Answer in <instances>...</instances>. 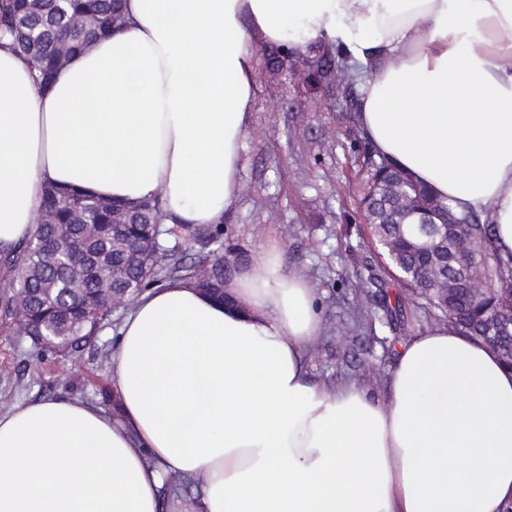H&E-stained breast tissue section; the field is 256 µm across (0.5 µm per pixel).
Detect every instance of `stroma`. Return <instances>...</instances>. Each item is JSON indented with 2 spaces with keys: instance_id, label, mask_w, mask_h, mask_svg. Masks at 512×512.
<instances>
[{
  "instance_id": "35a3bbf8",
  "label": "stroma",
  "mask_w": 512,
  "mask_h": 512,
  "mask_svg": "<svg viewBox=\"0 0 512 512\" xmlns=\"http://www.w3.org/2000/svg\"><path fill=\"white\" fill-rule=\"evenodd\" d=\"M318 53L288 58V69L256 70L255 98L242 155V191L224 222L221 255L260 257L278 243L288 270L318 291L323 333L312 348V375L328 383L353 377L380 388L397 344L435 326L424 300L387 277L404 325L376 317V300L360 288L368 267L383 265L362 209L373 170L359 131L357 81L315 73ZM125 308L101 321L80 353H59L16 333L0 309V413L45 399H83L115 406L112 351Z\"/></svg>"
}]
</instances>
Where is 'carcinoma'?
<instances>
[{
    "label": "carcinoma",
    "instance_id": "cac0c4a2",
    "mask_svg": "<svg viewBox=\"0 0 512 512\" xmlns=\"http://www.w3.org/2000/svg\"><path fill=\"white\" fill-rule=\"evenodd\" d=\"M120 5L121 0H0V37L33 62L40 85L46 87L72 55L114 31L113 17ZM266 56L268 70L278 73L288 64V45L271 46ZM380 162L369 206L372 234L377 244L387 245L385 270L423 297L433 315L462 334L482 337L479 304L462 290L464 273L451 260L455 232L467 237L480 255L491 302L512 295V255L505 259L491 247V225L475 213L454 214L455 230L444 239L436 238L433 245L417 236L415 229L428 217L394 207L399 193L410 189L413 181L398 184L394 166L383 165V158ZM41 212L50 222L36 224L30 237L4 253L14 290L3 300L15 317L17 335L32 338L42 329L60 337L70 353L78 351L112 312V289L126 292L132 300L160 279L187 280L221 298L220 288L235 269L233 264L224 266L220 256L207 264L186 262L182 245L210 254L224 237V225H166L158 195L129 205L52 186ZM157 233L174 239V245L159 246ZM132 246L141 253L135 262L130 259ZM433 269L457 289L453 300L434 289L429 279ZM360 287L378 299L388 326L404 323L403 309L388 304L385 280L376 270L369 269Z\"/></svg>",
    "mask_w": 512,
    "mask_h": 512
}]
</instances>
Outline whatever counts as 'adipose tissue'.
Listing matches in <instances>:
<instances>
[{
  "label": "adipose tissue",
  "instance_id": "ef3b65f1",
  "mask_svg": "<svg viewBox=\"0 0 512 512\" xmlns=\"http://www.w3.org/2000/svg\"><path fill=\"white\" fill-rule=\"evenodd\" d=\"M125 15L46 90L0 45V249L33 233L50 185L223 223L258 48L284 43L356 63L377 154L512 253V0H125ZM226 291L175 280L136 300L114 413L0 414V512H512V369L482 340L430 328L382 391L329 386L310 377L317 290L278 245Z\"/></svg>",
  "mask_w": 512,
  "mask_h": 512
}]
</instances>
